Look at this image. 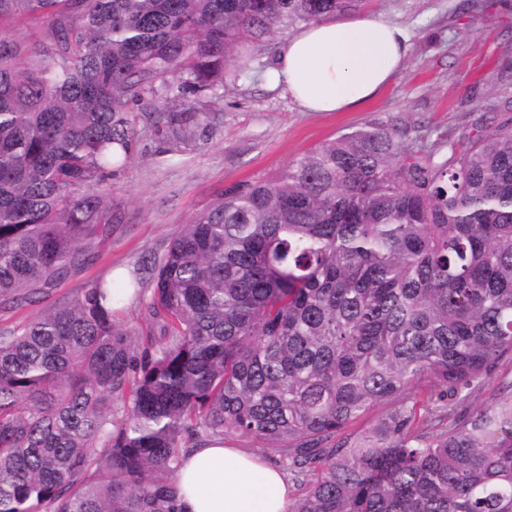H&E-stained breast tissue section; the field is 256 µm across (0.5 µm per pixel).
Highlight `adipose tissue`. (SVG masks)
I'll list each match as a JSON object with an SVG mask.
<instances>
[{"label":"adipose tissue","instance_id":"adipose-tissue-1","mask_svg":"<svg viewBox=\"0 0 512 512\" xmlns=\"http://www.w3.org/2000/svg\"><path fill=\"white\" fill-rule=\"evenodd\" d=\"M405 31L382 18H328L301 26L278 53L276 78L308 112L356 110L409 59ZM180 512H288L292 486L263 457L212 439L187 451L175 474Z\"/></svg>","mask_w":512,"mask_h":512}]
</instances>
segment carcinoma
Listing matches in <instances>:
<instances>
[{
  "mask_svg": "<svg viewBox=\"0 0 512 512\" xmlns=\"http://www.w3.org/2000/svg\"><path fill=\"white\" fill-rule=\"evenodd\" d=\"M362 0H0V306L91 258L117 219L130 105L212 127L241 53ZM371 120L199 213L136 291L96 280L0 329V512H180L184 449L247 438L303 489L288 512H512V126L404 147ZM369 429L348 427L374 407ZM0 26L2 29L11 31L14 35L13 38L18 42L21 55L25 57L44 38L48 22L39 16H27L17 19H2ZM512 381V358L510 355L504 356L497 368V377L488 388L475 397V404L481 405L487 401V399L497 391L499 383H507Z\"/></svg>",
  "mask_w": 512,
  "mask_h": 512,
  "instance_id": "obj_1",
  "label": "carcinoma"
}]
</instances>
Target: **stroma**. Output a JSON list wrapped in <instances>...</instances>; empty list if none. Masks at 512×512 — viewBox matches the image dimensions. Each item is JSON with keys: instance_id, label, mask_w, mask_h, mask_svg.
I'll return each instance as SVG.
<instances>
[{"instance_id": "stroma-1", "label": "stroma", "mask_w": 512, "mask_h": 512, "mask_svg": "<svg viewBox=\"0 0 512 512\" xmlns=\"http://www.w3.org/2000/svg\"><path fill=\"white\" fill-rule=\"evenodd\" d=\"M364 0L363 17L403 28L412 45L406 68L375 100L356 112H305L271 80L277 58L247 54L243 79L223 90L212 130L174 151L148 119L153 104L132 109L140 131L127 164L105 182L119 219L98 236L91 264L73 270L32 304L0 307V328L22 325L120 272L149 276L184 224L241 184L268 178L320 143L374 119L418 130L426 142L449 136L465 147L478 127L512 120V0Z\"/></svg>"}]
</instances>
